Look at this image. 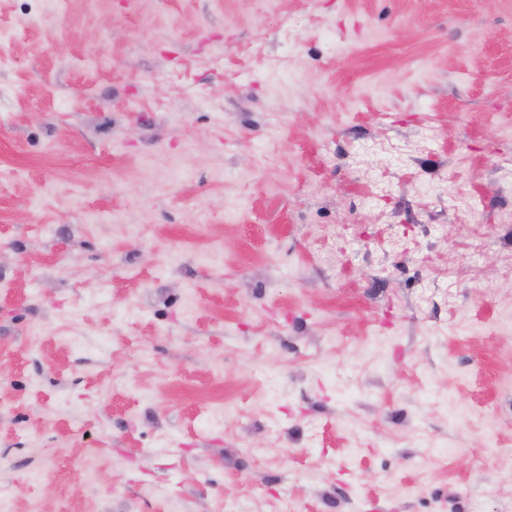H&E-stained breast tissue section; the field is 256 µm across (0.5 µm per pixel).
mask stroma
I'll return each mask as SVG.
<instances>
[{
    "label": "stroma",
    "instance_id": "obj_1",
    "mask_svg": "<svg viewBox=\"0 0 512 512\" xmlns=\"http://www.w3.org/2000/svg\"><path fill=\"white\" fill-rule=\"evenodd\" d=\"M0 30L7 512H512V0Z\"/></svg>",
    "mask_w": 512,
    "mask_h": 512
}]
</instances>
